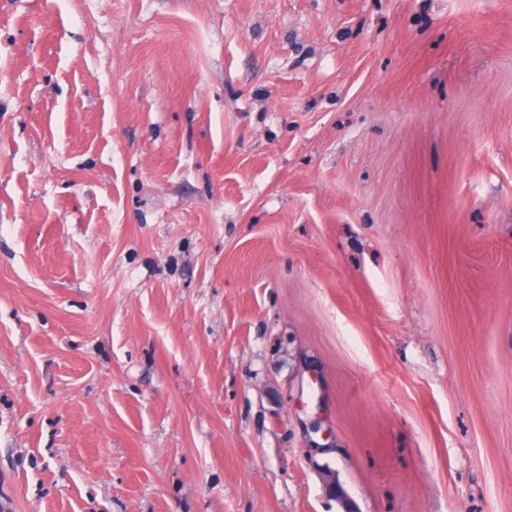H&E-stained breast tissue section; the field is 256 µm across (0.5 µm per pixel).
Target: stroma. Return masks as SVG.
I'll return each instance as SVG.
<instances>
[{"mask_svg":"<svg viewBox=\"0 0 512 512\" xmlns=\"http://www.w3.org/2000/svg\"><path fill=\"white\" fill-rule=\"evenodd\" d=\"M0 512H512V0H0Z\"/></svg>","mask_w":512,"mask_h":512,"instance_id":"obj_1","label":"stroma"}]
</instances>
